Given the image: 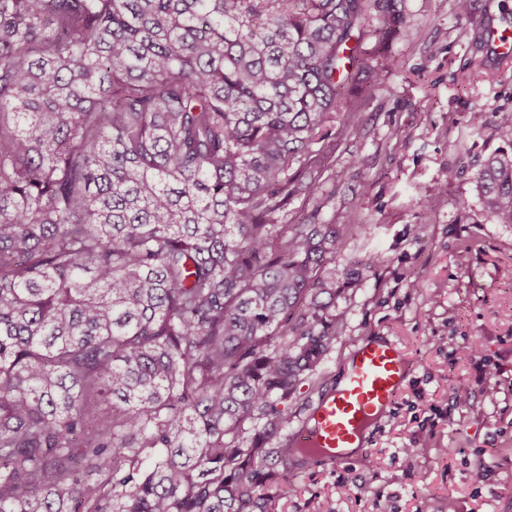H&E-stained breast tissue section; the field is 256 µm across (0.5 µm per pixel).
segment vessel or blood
<instances>
[{"instance_id":"obj_1","label":"vessel or blood","mask_w":512,"mask_h":512,"mask_svg":"<svg viewBox=\"0 0 512 512\" xmlns=\"http://www.w3.org/2000/svg\"><path fill=\"white\" fill-rule=\"evenodd\" d=\"M409 370V358L390 342L357 348L343 388L318 405L298 432L297 447L307 449L312 460L343 463L345 447L368 428L375 408L395 399Z\"/></svg>"}]
</instances>
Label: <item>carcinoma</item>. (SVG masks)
<instances>
[{
    "label": "carcinoma",
    "instance_id": "obj_1",
    "mask_svg": "<svg viewBox=\"0 0 512 512\" xmlns=\"http://www.w3.org/2000/svg\"><path fill=\"white\" fill-rule=\"evenodd\" d=\"M389 2L0 0V512L290 486L266 442L336 343L346 228L277 216L353 131L322 126ZM474 182L512 224V152Z\"/></svg>",
    "mask_w": 512,
    "mask_h": 512
}]
</instances>
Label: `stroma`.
Masks as SVG:
<instances>
[{
    "label": "stroma",
    "instance_id": "1",
    "mask_svg": "<svg viewBox=\"0 0 512 512\" xmlns=\"http://www.w3.org/2000/svg\"><path fill=\"white\" fill-rule=\"evenodd\" d=\"M390 12L382 36L360 43L363 73L348 93L357 111L336 115L353 134L315 194L295 195L279 217L348 225L327 270L355 271L356 282L336 304L335 345L289 398L288 430L269 447L293 442L356 345L392 340L411 371L344 464L291 455L292 488L267 512H512V224L486 219L473 183L502 147L490 128L512 125V57L491 60L486 41L492 28L512 36V0H471L465 15L454 0H391ZM474 112L487 129L472 127Z\"/></svg>",
    "mask_w": 512,
    "mask_h": 512
}]
</instances>
